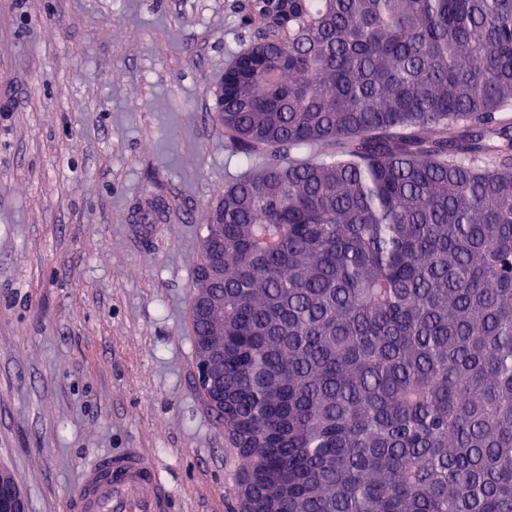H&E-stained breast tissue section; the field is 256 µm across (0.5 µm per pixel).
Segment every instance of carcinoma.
<instances>
[{"label": "carcinoma", "instance_id": "carcinoma-1", "mask_svg": "<svg viewBox=\"0 0 512 512\" xmlns=\"http://www.w3.org/2000/svg\"><path fill=\"white\" fill-rule=\"evenodd\" d=\"M224 408L254 512H512V0H246ZM167 218L150 196L138 224Z\"/></svg>", "mask_w": 512, "mask_h": 512}]
</instances>
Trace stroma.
<instances>
[{"mask_svg":"<svg viewBox=\"0 0 512 512\" xmlns=\"http://www.w3.org/2000/svg\"><path fill=\"white\" fill-rule=\"evenodd\" d=\"M243 0H0V468L68 512L93 457L138 448L174 512H240L191 320L203 218L243 169L215 89ZM165 223L132 221L145 196Z\"/></svg>","mask_w":512,"mask_h":512,"instance_id":"35a3bbf8","label":"stroma"}]
</instances>
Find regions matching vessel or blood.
Masks as SVG:
<instances>
[{"label": "vessel or blood", "instance_id": "vessel-or-blood-1", "mask_svg": "<svg viewBox=\"0 0 512 512\" xmlns=\"http://www.w3.org/2000/svg\"><path fill=\"white\" fill-rule=\"evenodd\" d=\"M176 489L145 453L128 448L87 463L69 512H172Z\"/></svg>", "mask_w": 512, "mask_h": 512}]
</instances>
